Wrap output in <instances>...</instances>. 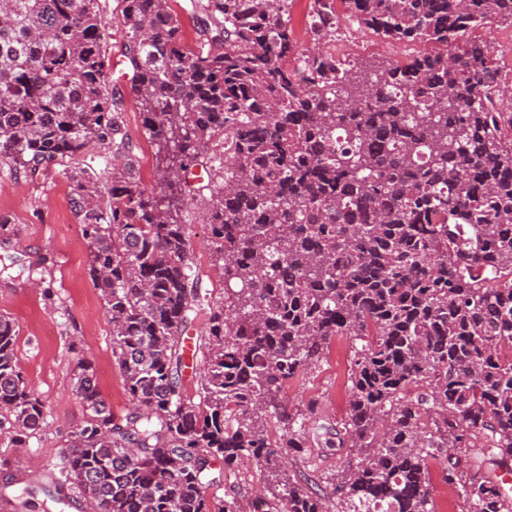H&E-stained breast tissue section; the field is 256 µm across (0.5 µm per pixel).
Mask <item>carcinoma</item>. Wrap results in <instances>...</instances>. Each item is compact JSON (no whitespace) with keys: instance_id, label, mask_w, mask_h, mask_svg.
Segmentation results:
<instances>
[{"instance_id":"carcinoma-1","label":"carcinoma","mask_w":512,"mask_h":512,"mask_svg":"<svg viewBox=\"0 0 512 512\" xmlns=\"http://www.w3.org/2000/svg\"><path fill=\"white\" fill-rule=\"evenodd\" d=\"M362 28L430 49L350 61L336 2ZM199 48L171 0H120L130 88L156 146V187L129 159L109 92L99 0H0V163L32 176L112 148L70 174L89 277L112 325L134 410L118 419L82 359L86 418L46 468L50 505L93 512H244L206 489L218 460L253 459L273 512H328L285 477L306 448H346L336 512H436L429 459L462 512H512V107L478 29L512 25V0H311L298 47L292 0H191ZM224 153L214 178L210 151ZM200 166L207 184L179 173ZM210 191L204 223L224 277L209 308L200 401L182 392V335L197 314L181 211ZM0 314V428L24 445L44 423ZM354 342L348 420L279 411L331 344ZM0 500L36 508L28 489Z\"/></svg>"}]
</instances>
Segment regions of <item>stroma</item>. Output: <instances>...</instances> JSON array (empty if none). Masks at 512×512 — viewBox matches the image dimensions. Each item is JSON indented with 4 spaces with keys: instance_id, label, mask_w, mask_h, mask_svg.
I'll return each mask as SVG.
<instances>
[{
    "instance_id": "obj_1",
    "label": "stroma",
    "mask_w": 512,
    "mask_h": 512,
    "mask_svg": "<svg viewBox=\"0 0 512 512\" xmlns=\"http://www.w3.org/2000/svg\"><path fill=\"white\" fill-rule=\"evenodd\" d=\"M341 41L355 42L358 58L401 59L422 51L419 43L399 44L380 39L354 19L342 18ZM113 93L123 97L125 131L135 149V167L145 185H153L155 149L143 126L140 109L126 79H113ZM82 158L64 159L47 174L18 175L0 163V213L9 215L15 232L0 243V266L33 268V275L0 279V313L12 317L18 328L16 356L28 390L44 404L45 424L26 445H12L0 433V482L12 479L14 490L42 482L49 462L68 450L72 432L85 419V407L75 391L78 358L92 361L99 391L116 415H124L128 397L112 355V327L99 290L87 271L89 247L71 203V171ZM203 196H194L182 219L192 243L195 287L205 308L224 301V279L207 246L203 224ZM348 338L333 342L319 369L304 384L285 389L282 401L291 408L314 405L316 418L329 423L344 420L349 411L348 375L352 357ZM338 449L311 450L291 461L289 475L308 474L323 494L340 465ZM216 481L207 490L210 500L234 496L248 503L258 495L263 480L256 466L216 468Z\"/></svg>"
}]
</instances>
